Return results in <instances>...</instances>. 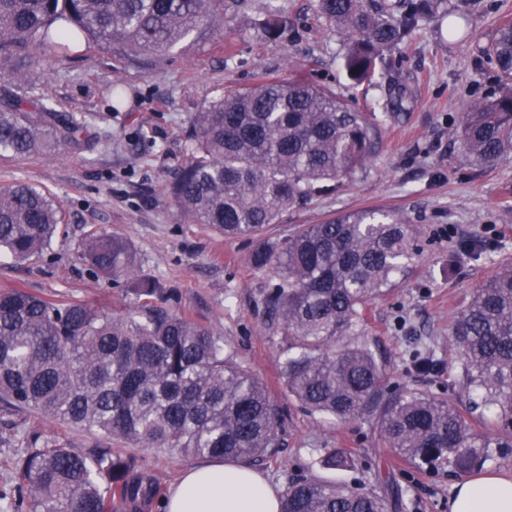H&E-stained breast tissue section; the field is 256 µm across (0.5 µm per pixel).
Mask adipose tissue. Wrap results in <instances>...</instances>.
Here are the masks:
<instances>
[{
  "label": "adipose tissue",
  "mask_w": 512,
  "mask_h": 512,
  "mask_svg": "<svg viewBox=\"0 0 512 512\" xmlns=\"http://www.w3.org/2000/svg\"><path fill=\"white\" fill-rule=\"evenodd\" d=\"M281 492L249 465L213 462L187 469L162 512H280ZM450 512H512V473L456 483Z\"/></svg>",
  "instance_id": "adipose-tissue-1"
}]
</instances>
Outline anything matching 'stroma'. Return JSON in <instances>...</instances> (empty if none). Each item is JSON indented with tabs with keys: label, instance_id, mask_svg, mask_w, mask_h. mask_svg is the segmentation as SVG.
Instances as JSON below:
<instances>
[{
	"label": "stroma",
	"instance_id": "35a3bbf8",
	"mask_svg": "<svg viewBox=\"0 0 512 512\" xmlns=\"http://www.w3.org/2000/svg\"><path fill=\"white\" fill-rule=\"evenodd\" d=\"M316 0H250L226 16L220 34H193L165 55L129 56L87 43L33 49L29 82L36 95L87 125L80 146L16 156L0 152V187L23 181L49 192L61 204L63 221L48 252L17 264L0 263V291L22 288L50 299L91 302L113 313L138 301L122 286L94 276L78 258L91 233L122 237L136 255L142 278L178 295L176 310L224 338L226 349L267 385L284 412L283 447L259 469L278 488L308 477L366 486L385 496L388 512H449L460 472L440 476L412 469L379 437L372 424L336 425L300 410L281 382L280 354L265 327L263 298L271 275L248 262L250 243L227 238L185 220L168 188L189 154L191 115L224 91L251 86L263 72L286 79L309 77L357 109L383 112L387 78L351 88L342 66V38L320 26ZM483 13L460 21L459 36L447 21L420 31L400 61L410 97L404 111L381 126L367 169L341 181L331 193L284 212L269 232L288 237L300 224L366 208L391 210L410 224L420 249L410 280L369 311L371 336L392 383L420 386L458 405L468 396L447 373L424 376L412 354L428 344L447 362L448 333L461 304L512 260V160L476 166L463 155L460 117L467 102L491 97L498 82L491 65H477V48L489 42L512 0H484ZM283 13L289 31L263 37L270 12ZM121 83V102L109 88ZM70 448H106L96 433L0 407V512H17V476L11 458L32 432ZM352 453L354 468L329 470L317 459L324 450ZM137 470L152 479L159 498L140 512H161V498L195 457L154 448L130 451Z\"/></svg>",
	"mask_w": 512,
	"mask_h": 512
}]
</instances>
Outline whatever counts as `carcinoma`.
Masks as SVG:
<instances>
[{"mask_svg":"<svg viewBox=\"0 0 512 512\" xmlns=\"http://www.w3.org/2000/svg\"><path fill=\"white\" fill-rule=\"evenodd\" d=\"M482 0H317L320 23L341 34L352 84L393 69L392 54L426 22L471 13ZM247 0H0V150L16 156L77 144L82 121L27 91L28 51L83 40L130 55H160L215 26ZM502 85L467 104L465 157L479 166L512 158V21L480 47ZM398 78L386 111L360 112L304 77L262 74L224 92L190 118V157L170 187L180 213L254 244L249 260L273 279L264 295L267 329L278 336L288 398L334 423L366 420L417 469L438 474L479 467L512 448V261H503L458 312L448 336L453 382L472 395L459 408L414 387L389 385L368 337L371 304L393 293L418 256L397 214L355 211L303 224L273 241L268 231L291 207L362 171L380 124L404 109ZM61 206L25 182L0 188V256L24 262L51 246ZM80 259L96 276L120 279L147 301L114 315L24 289L0 293V403L108 440L178 454L253 463L281 448L282 414L265 384L225 349L224 337L164 303L175 292L136 275L124 239L92 234ZM155 298L160 304L154 305ZM319 463L352 466L327 450ZM25 512L133 510L156 497L120 448L88 453L34 437L14 460ZM371 488L303 478L288 484L281 512H386Z\"/></svg>","mask_w":512,"mask_h":512,"instance_id":"carcinoma-1","label":"carcinoma"}]
</instances>
